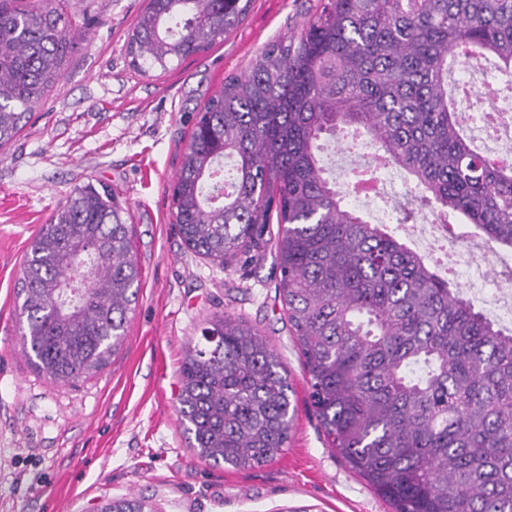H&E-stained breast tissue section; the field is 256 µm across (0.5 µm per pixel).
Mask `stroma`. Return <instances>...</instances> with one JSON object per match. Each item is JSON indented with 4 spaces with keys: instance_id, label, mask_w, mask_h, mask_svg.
I'll return each mask as SVG.
<instances>
[{
    "instance_id": "obj_1",
    "label": "stroma",
    "mask_w": 512,
    "mask_h": 512,
    "mask_svg": "<svg viewBox=\"0 0 512 512\" xmlns=\"http://www.w3.org/2000/svg\"><path fill=\"white\" fill-rule=\"evenodd\" d=\"M77 28L60 88L0 150V512H96L144 497L158 512H393L331 448L275 299L274 257L212 263L186 247L172 185L205 100L247 72L270 42L298 33L320 0H253L223 42L168 72H135L126 42L147 0H65ZM328 177L347 184L361 147L321 142ZM105 183L133 226L139 299L122 346L90 378L55 383L28 361L16 293L33 239L74 186ZM400 173L382 197L352 201L398 237L430 219ZM257 328L291 385L285 451L234 469L196 457L178 413L180 367L213 316Z\"/></svg>"
}]
</instances>
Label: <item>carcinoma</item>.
<instances>
[{
    "label": "carcinoma",
    "mask_w": 512,
    "mask_h": 512,
    "mask_svg": "<svg viewBox=\"0 0 512 512\" xmlns=\"http://www.w3.org/2000/svg\"><path fill=\"white\" fill-rule=\"evenodd\" d=\"M15 2L0 0V147L60 87L71 48L65 5ZM251 2L149 0L127 41L132 68L166 72L204 53ZM463 47L512 71V0H324L206 101L172 186L175 224L196 254L247 264L274 243L311 405L394 512H512V332L348 206L317 151L338 131L365 135L440 223L460 217L512 250V168L475 149L448 94V59ZM226 159L228 188L217 176ZM131 237L105 184L73 188L42 227L18 295L23 347L46 378L93 375L120 346L140 278ZM87 257L91 285L74 303L63 285ZM289 391L257 329L212 318L181 366L192 450L235 469L273 460L289 439ZM100 512L156 510L120 498Z\"/></svg>",
    "instance_id": "obj_1"
}]
</instances>
